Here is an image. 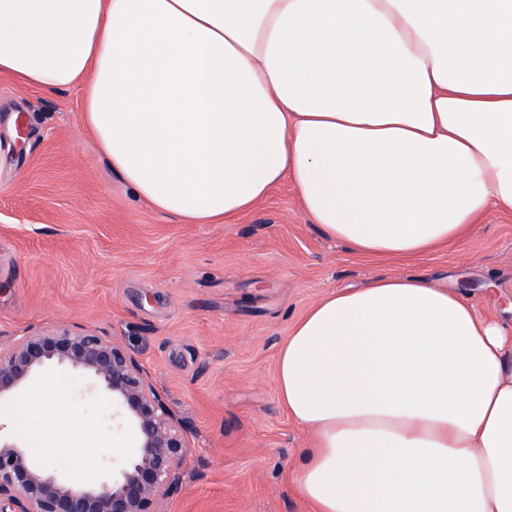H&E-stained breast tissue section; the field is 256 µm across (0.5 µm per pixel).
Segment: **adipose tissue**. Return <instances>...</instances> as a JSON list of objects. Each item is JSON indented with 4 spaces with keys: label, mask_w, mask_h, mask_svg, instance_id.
<instances>
[{
    "label": "adipose tissue",
    "mask_w": 512,
    "mask_h": 512,
    "mask_svg": "<svg viewBox=\"0 0 512 512\" xmlns=\"http://www.w3.org/2000/svg\"><path fill=\"white\" fill-rule=\"evenodd\" d=\"M0 73L83 92L126 185L187 224L282 180L409 258L512 212V0H0ZM313 512H512V323L418 276L331 291L276 356Z\"/></svg>",
    "instance_id": "adipose-tissue-1"
}]
</instances>
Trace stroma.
<instances>
[{"label": "stroma", "instance_id": "stroma-1", "mask_svg": "<svg viewBox=\"0 0 512 512\" xmlns=\"http://www.w3.org/2000/svg\"><path fill=\"white\" fill-rule=\"evenodd\" d=\"M379 275L423 276L470 293L487 317L512 300V213L488 211L464 240L388 259L329 240L290 181L222 224L154 210L114 173L83 121L78 89L0 75V340L56 326L113 338L195 426L181 488L164 512H310L290 474L311 431L277 395L276 353L329 290ZM26 403L75 470L124 458L106 406L52 369Z\"/></svg>", "mask_w": 512, "mask_h": 512}]
</instances>
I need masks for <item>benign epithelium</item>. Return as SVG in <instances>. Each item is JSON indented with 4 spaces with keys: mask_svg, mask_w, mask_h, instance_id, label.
Instances as JSON below:
<instances>
[{
    "mask_svg": "<svg viewBox=\"0 0 512 512\" xmlns=\"http://www.w3.org/2000/svg\"><path fill=\"white\" fill-rule=\"evenodd\" d=\"M50 366L79 373L106 400L134 446L121 465L86 487L62 477L16 436L0 435V512H160L182 485L179 461L194 433L140 365L107 336L59 327L0 342V402L10 401Z\"/></svg>",
    "mask_w": 512,
    "mask_h": 512,
    "instance_id": "benign-epithelium-1",
    "label": "benign epithelium"
}]
</instances>
